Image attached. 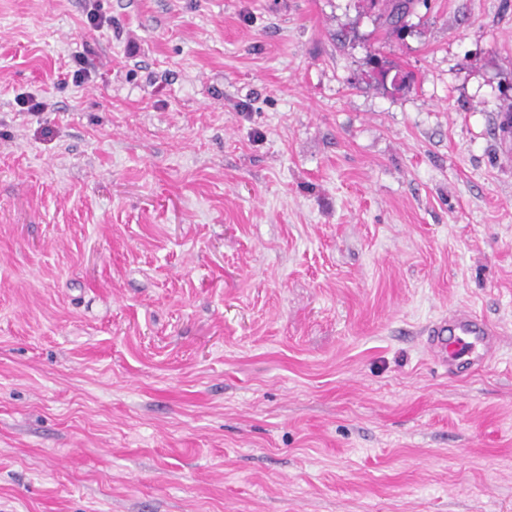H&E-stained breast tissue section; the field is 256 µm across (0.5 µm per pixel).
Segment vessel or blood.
Returning <instances> with one entry per match:
<instances>
[{
    "mask_svg": "<svg viewBox=\"0 0 512 512\" xmlns=\"http://www.w3.org/2000/svg\"><path fill=\"white\" fill-rule=\"evenodd\" d=\"M431 354L456 373L459 364L484 366L492 357L496 330L470 312L457 310L432 322L427 330Z\"/></svg>",
    "mask_w": 512,
    "mask_h": 512,
    "instance_id": "1",
    "label": "vessel or blood"
}]
</instances>
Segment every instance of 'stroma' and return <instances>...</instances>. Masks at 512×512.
I'll return each instance as SVG.
<instances>
[{
	"label": "stroma",
	"mask_w": 512,
	"mask_h": 512,
	"mask_svg": "<svg viewBox=\"0 0 512 512\" xmlns=\"http://www.w3.org/2000/svg\"><path fill=\"white\" fill-rule=\"evenodd\" d=\"M408 24L0 0V512H512V0ZM431 354L455 375L460 363L484 366L492 357L496 330L468 311L457 310L432 322L427 330Z\"/></svg>",
	"instance_id": "1"
}]
</instances>
